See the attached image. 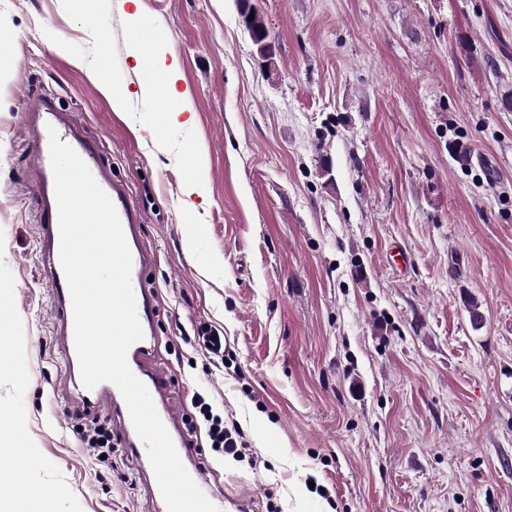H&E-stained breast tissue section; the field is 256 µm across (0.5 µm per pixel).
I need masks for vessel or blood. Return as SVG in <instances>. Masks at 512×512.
<instances>
[{
  "label": "vessel or blood",
  "mask_w": 512,
  "mask_h": 512,
  "mask_svg": "<svg viewBox=\"0 0 512 512\" xmlns=\"http://www.w3.org/2000/svg\"><path fill=\"white\" fill-rule=\"evenodd\" d=\"M28 123L40 175L36 194V211L40 224L39 269L51 288L52 306L57 315L59 353L64 374L71 386L67 396L68 403L89 416L97 414L102 408H110L119 446L137 455L138 473L148 479L147 495L152 503V512H167L146 447L133 426L120 391L109 382L100 383L90 390L84 386L81 379L74 347L71 297L59 254L58 209L49 157L48 132L52 129L57 131L60 141L71 146L87 164L95 180L114 203L123 227L132 256V285L137 315L144 333L143 338L134 343L128 351L130 369L147 386L180 458L188 462L190 476L201 490L206 492L208 499L219 512H249L251 504L247 498H227L211 490L207 479L209 468L201 460L198 442L187 425V416L170 400V377L166 370L157 368L153 363L155 327L160 310L145 275L152 267L154 258L140 243V216L131 204L126 188L122 183L113 180L97 147L84 136L81 123L73 113L59 111L53 96H35L28 109Z\"/></svg>",
  "instance_id": "vessel-or-blood-1"
}]
</instances>
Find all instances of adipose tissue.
Listing matches in <instances>:
<instances>
[{
	"mask_svg": "<svg viewBox=\"0 0 512 512\" xmlns=\"http://www.w3.org/2000/svg\"><path fill=\"white\" fill-rule=\"evenodd\" d=\"M150 50L154 58V76H162L167 99V117L171 124H178L187 112L185 96L177 89L179 79L178 58L174 49L157 37L134 39L131 56L141 59L143 50ZM154 76L144 77L141 91L154 88ZM0 450L11 454L17 467L0 471V512H52L51 504L26 478V464L34 454L23 435L21 418L9 405L0 406Z\"/></svg>",
	"mask_w": 512,
	"mask_h": 512,
	"instance_id": "adipose-tissue-1",
	"label": "adipose tissue"
}]
</instances>
